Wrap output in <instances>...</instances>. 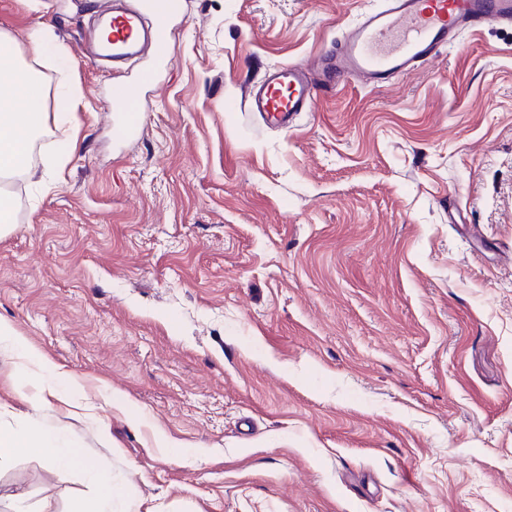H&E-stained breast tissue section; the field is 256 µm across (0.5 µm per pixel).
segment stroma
Listing matches in <instances>:
<instances>
[{
    "instance_id": "obj_1",
    "label": "stroma",
    "mask_w": 512,
    "mask_h": 512,
    "mask_svg": "<svg viewBox=\"0 0 512 512\" xmlns=\"http://www.w3.org/2000/svg\"><path fill=\"white\" fill-rule=\"evenodd\" d=\"M88 2L0 0L47 115L70 86L80 119L64 167L38 139L0 232V318L80 388L0 346V427L75 443L136 512H512V25L282 129L250 84L383 0H184L150 82L146 57L88 66ZM39 24L66 57L32 54ZM96 493L0 464V512Z\"/></svg>"
}]
</instances>
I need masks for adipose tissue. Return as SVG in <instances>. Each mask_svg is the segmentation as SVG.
Listing matches in <instances>:
<instances>
[{"mask_svg": "<svg viewBox=\"0 0 512 512\" xmlns=\"http://www.w3.org/2000/svg\"><path fill=\"white\" fill-rule=\"evenodd\" d=\"M44 95L41 80L19 67L8 39L0 37V175L25 169L28 144L47 127ZM29 450L37 451L49 462L67 458L97 486L96 497L77 503L74 512H112L110 480L77 449L60 446L57 437L42 428L0 429V462Z\"/></svg>", "mask_w": 512, "mask_h": 512, "instance_id": "ef3b65f1", "label": "adipose tissue"}]
</instances>
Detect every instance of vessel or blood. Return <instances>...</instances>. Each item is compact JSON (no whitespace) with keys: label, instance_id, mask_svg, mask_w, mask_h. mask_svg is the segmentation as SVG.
<instances>
[{"label":"vessel or blood","instance_id":"1","mask_svg":"<svg viewBox=\"0 0 512 512\" xmlns=\"http://www.w3.org/2000/svg\"><path fill=\"white\" fill-rule=\"evenodd\" d=\"M143 9L98 7L109 27L98 57L122 61L153 48L167 57L166 28L182 11V0H142ZM512 24V0H385L336 41L334 51L313 65L284 63L272 69L247 94L249 111L267 123L288 126L310 111L317 87L335 88L337 80L380 87L390 78L416 70L436 58L464 30Z\"/></svg>","mask_w":512,"mask_h":512}]
</instances>
